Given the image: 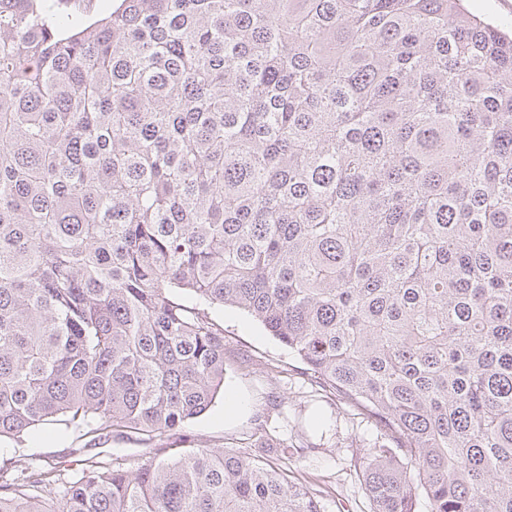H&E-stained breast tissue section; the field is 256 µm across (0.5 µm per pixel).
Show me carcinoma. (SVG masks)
<instances>
[{
  "instance_id": "1",
  "label": "carcinoma",
  "mask_w": 512,
  "mask_h": 512,
  "mask_svg": "<svg viewBox=\"0 0 512 512\" xmlns=\"http://www.w3.org/2000/svg\"><path fill=\"white\" fill-rule=\"evenodd\" d=\"M285 345L388 443L375 512H512V36L463 0H0V512H323L272 458L162 440ZM55 4L60 3L64 9L71 12L83 14L88 18H98L105 15L112 9L115 3L113 0H53ZM65 2V3H63ZM64 421H49L20 439L1 438L0 460L12 457L32 459L41 466L70 460L73 448H81L91 437H79V432L67 427ZM156 443L157 442L145 445L112 438L104 448H112L114 457L118 456L125 459L126 461L123 462L126 467L136 468L149 458V456H153V454L149 452H153L150 448H157L155 447Z\"/></svg>"
}]
</instances>
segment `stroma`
Returning <instances> with one entry per match:
<instances>
[{
  "instance_id": "obj_1",
  "label": "stroma",
  "mask_w": 512,
  "mask_h": 512,
  "mask_svg": "<svg viewBox=\"0 0 512 512\" xmlns=\"http://www.w3.org/2000/svg\"><path fill=\"white\" fill-rule=\"evenodd\" d=\"M213 318L223 326L237 361L228 367L211 406L173 432L170 443L189 438L200 448L257 446L255 418L269 414L286 446L268 449V456L292 471L324 512H373L354 463L381 444L378 427L311 385L305 364L239 310L219 308ZM84 444L77 431L51 421L21 438L1 439L0 460L21 456L49 467Z\"/></svg>"
}]
</instances>
